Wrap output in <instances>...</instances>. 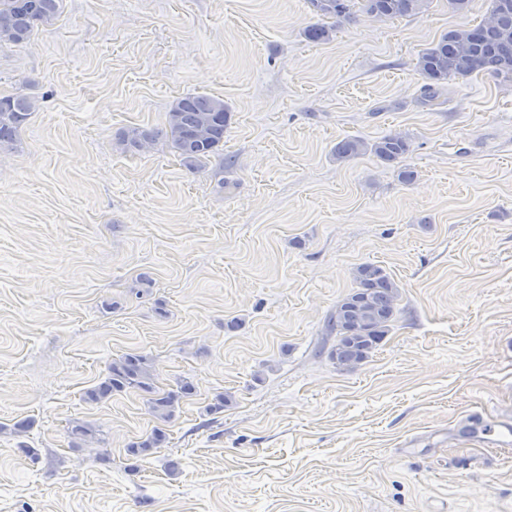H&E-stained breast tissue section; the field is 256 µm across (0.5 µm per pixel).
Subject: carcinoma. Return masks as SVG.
Returning <instances> with one entry per match:
<instances>
[{"label": "carcinoma", "mask_w": 512, "mask_h": 512, "mask_svg": "<svg viewBox=\"0 0 512 512\" xmlns=\"http://www.w3.org/2000/svg\"><path fill=\"white\" fill-rule=\"evenodd\" d=\"M60 0H0V48L28 42L37 24L52 19ZM353 0H308L320 21L304 31L311 43L330 40L336 24L351 19ZM363 8L376 17L395 18L416 15L428 7L429 0H361ZM417 68L425 81L422 99L436 100L443 84L453 78L465 79L475 73L487 75L502 85H512V0H491L487 16L476 26L448 31L423 50ZM37 102L30 97L0 98V148L14 144L19 131ZM229 112L224 99L187 95L177 100L167 112L171 144L183 161L195 166L219 153L224 144V129ZM159 133L142 127L123 131L118 138L126 152H139L154 143ZM411 151V139L392 133L369 144L362 139H346L336 145V159L349 160L371 153L385 164H394ZM357 289L343 298L328 321L329 332L336 335L333 356L342 367L354 368L366 359L388 335L396 318L399 289L379 265L365 263L352 271ZM126 390L152 395V411L169 422L176 405L193 391L187 379L164 393L155 392L149 359L137 353H125L112 359L106 378L86 392V399L99 403ZM78 444L97 441L94 423L74 419L67 427ZM168 439L166 429L157 427L144 440L128 448L141 457Z\"/></svg>", "instance_id": "obj_1"}]
</instances>
